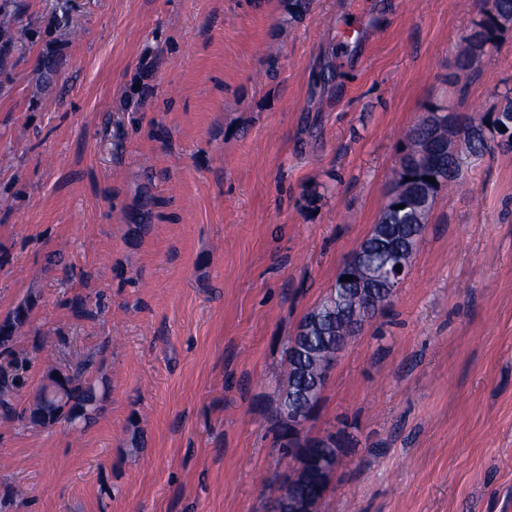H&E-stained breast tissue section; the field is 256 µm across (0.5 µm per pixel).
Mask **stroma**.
<instances>
[{
  "label": "stroma",
  "mask_w": 512,
  "mask_h": 512,
  "mask_svg": "<svg viewBox=\"0 0 512 512\" xmlns=\"http://www.w3.org/2000/svg\"><path fill=\"white\" fill-rule=\"evenodd\" d=\"M0 378L103 381L73 428L0 417V512H267L285 347L377 224L430 108L512 92L481 0H0ZM307 424L319 512H512V153L468 154ZM89 299L91 314L71 302ZM29 317V310L18 306L12 314L0 322V350L1 354L9 353L16 338L17 329L24 324ZM318 440H322L325 443L332 445L336 441V461L334 464L327 463L324 468L321 469L320 473V486L322 490L325 488L329 489L332 477L341 462V441L343 440L340 435L336 434V431L328 432L323 435L317 436Z\"/></svg>",
  "instance_id": "stroma-1"
}]
</instances>
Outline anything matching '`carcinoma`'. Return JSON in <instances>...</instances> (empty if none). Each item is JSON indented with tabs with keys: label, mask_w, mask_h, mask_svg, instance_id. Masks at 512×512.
Returning a JSON list of instances; mask_svg holds the SVG:
<instances>
[{
	"label": "carcinoma",
	"mask_w": 512,
	"mask_h": 512,
	"mask_svg": "<svg viewBox=\"0 0 512 512\" xmlns=\"http://www.w3.org/2000/svg\"><path fill=\"white\" fill-rule=\"evenodd\" d=\"M483 19L479 31L474 33L478 48L494 43V37L502 23L512 20V0H484ZM456 134L463 137L466 148L472 153H484L498 149L511 152L512 140L502 133L500 126L512 128V97H507L494 114L492 120L471 117H453ZM409 145L400 160L396 173L395 187L383 207L378 224L371 234L360 243V251L371 254V265H354L357 254L344 263L352 280L343 281L342 273H337L335 285L319 301L320 310L332 309L334 317L324 316L322 332L313 336L309 343L310 352L303 355L296 350L295 340L286 345V377L280 388V401L272 412L275 423L276 441L282 449L281 456L289 457L288 427L280 421L281 412L291 406L299 408L317 406L324 388L323 373L330 361L345 345L337 343L333 336L341 330H348L353 317L366 314L367 295L380 294L387 282L391 268V258L385 253L386 241L381 239L382 231L394 224L399 228L397 247L413 256L415 245L425 230V224L439 190L459 179L460 161L450 148L448 140V116L439 115L433 109L423 117L408 133ZM435 178L431 183L425 177ZM404 208H399V205ZM29 317L28 309L16 308L12 314L0 322V351L10 352L17 329ZM59 372L63 378L64 406L67 410L61 418L74 416L79 425L90 423L101 410V396L94 382L86 377L69 374L54 363H49L46 372ZM16 384L0 383V415L6 419L20 417L38 422L36 413L42 402V392H37L35 400L23 411L17 413L15 399ZM313 474H296L291 470L293 493L312 494L315 502L321 503L324 494L316 490Z\"/></svg>",
	"instance_id": "cac0c4a2"
}]
</instances>
